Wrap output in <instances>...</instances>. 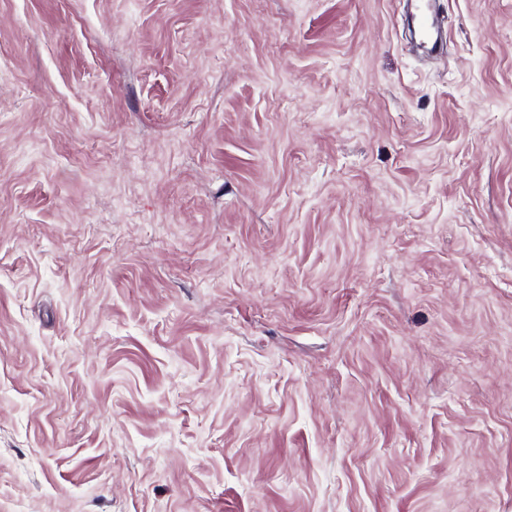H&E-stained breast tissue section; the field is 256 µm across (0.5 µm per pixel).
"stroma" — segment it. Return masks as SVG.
<instances>
[{
	"label": "stroma",
	"instance_id": "stroma-1",
	"mask_svg": "<svg viewBox=\"0 0 512 512\" xmlns=\"http://www.w3.org/2000/svg\"><path fill=\"white\" fill-rule=\"evenodd\" d=\"M0 0V512H512V0ZM410 8L424 48L428 53H438L442 42L437 30L440 28V23L435 10V2L433 0H412Z\"/></svg>",
	"mask_w": 512,
	"mask_h": 512
}]
</instances>
